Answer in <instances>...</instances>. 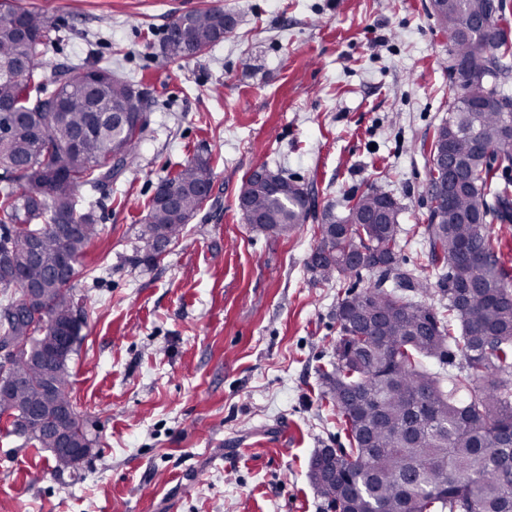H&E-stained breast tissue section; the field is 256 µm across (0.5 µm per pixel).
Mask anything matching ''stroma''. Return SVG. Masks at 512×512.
Returning a JSON list of instances; mask_svg holds the SVG:
<instances>
[{"label": "stroma", "mask_w": 512, "mask_h": 512, "mask_svg": "<svg viewBox=\"0 0 512 512\" xmlns=\"http://www.w3.org/2000/svg\"><path fill=\"white\" fill-rule=\"evenodd\" d=\"M429 0H56L49 71L108 62L139 84L136 164L93 193L100 234L73 280L85 315L70 389L95 452L59 470L0 433V512H329L307 472L348 441L322 397L336 305L369 276L318 281L315 221L286 238L247 224L257 166L305 184L316 209L373 187L403 206L401 259L423 249L427 146L448 117V36ZM235 25L203 54L167 58L179 16ZM212 157L207 204L154 263L137 234L176 165Z\"/></svg>", "instance_id": "35a3bbf8"}]
</instances>
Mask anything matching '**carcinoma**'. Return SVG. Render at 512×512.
I'll use <instances>...</instances> for the list:
<instances>
[{
    "instance_id": "cac0c4a2",
    "label": "carcinoma",
    "mask_w": 512,
    "mask_h": 512,
    "mask_svg": "<svg viewBox=\"0 0 512 512\" xmlns=\"http://www.w3.org/2000/svg\"><path fill=\"white\" fill-rule=\"evenodd\" d=\"M430 12L450 40L454 94L428 152L457 150L468 183L449 202L429 195L423 232L448 314L408 296L428 294L430 284L401 262L402 206L389 194L367 189L347 197L343 214L327 207L318 216L307 189L271 170L287 190L256 185L247 196L244 218L265 232L288 237L320 218V241L307 262L316 279L374 277L338 300L336 361L322 372L323 396L336 407L349 447L336 449V483L321 484L311 468L308 477L333 510L512 512V266L502 241L487 232L489 224L512 223V185L496 181L497 169H512V97L504 90L512 78V20L503 0H430ZM480 13L497 24L492 43L470 28ZM222 16L207 8L173 21L169 29L184 45L176 57L213 45ZM54 31L48 13L0 0V104L10 108L0 123L14 127L12 136L0 137V337L17 348L8 373L26 379L0 395V432L37 449L55 441L23 412L42 405L50 388L54 403L68 405L70 357L48 380L26 352L42 342L50 321L73 312V283L50 287L31 308L20 283L43 280L61 255L76 263L86 255L99 229L81 189L104 186L134 163L145 126L128 125L123 113L135 97L147 109L136 84L98 62L58 71L47 92L43 52ZM78 132L87 134L81 153L69 147ZM212 179L210 159L196 157L165 180L178 192V210L149 203L138 231L143 260L161 258L157 240L183 236L209 199L198 187ZM63 224L77 228L69 233ZM33 240L38 262L27 258ZM14 306L24 317L3 318ZM457 353L465 366L447 390L443 368ZM425 359L440 370L426 368ZM458 387L467 392L462 402Z\"/></svg>"
}]
</instances>
